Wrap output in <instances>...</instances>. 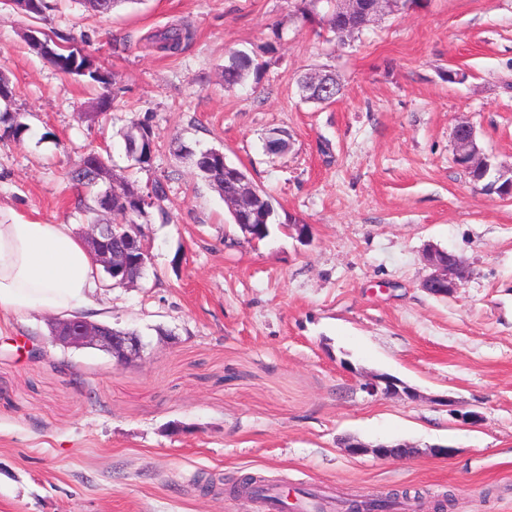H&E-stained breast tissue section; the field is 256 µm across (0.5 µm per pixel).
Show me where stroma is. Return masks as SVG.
I'll return each instance as SVG.
<instances>
[{
    "instance_id": "1",
    "label": "stroma",
    "mask_w": 512,
    "mask_h": 512,
    "mask_svg": "<svg viewBox=\"0 0 512 512\" xmlns=\"http://www.w3.org/2000/svg\"><path fill=\"white\" fill-rule=\"evenodd\" d=\"M49 2L40 28L75 37L125 91L80 119L98 90L31 53L0 4L15 91L0 111L28 126L0 139V214L81 231L66 172L97 151L118 178L162 181L168 215L146 219L144 277L94 296L103 323L138 332L141 360L55 345L47 313L0 315V512H265L225 489L249 474L322 493L327 512L391 489L393 512H433L446 491L452 512H512V196L475 188L453 144L469 122L512 168V0H421L344 38L302 0ZM182 23L192 42L158 49ZM237 50L262 73L227 86ZM317 70L342 86L332 103L300 98ZM133 121L155 142L143 169L119 135ZM206 149L271 196L268 238L241 242L185 157ZM431 246L468 270L453 297L422 288ZM369 374L413 394L369 395ZM348 437L418 453L351 456Z\"/></svg>"
}]
</instances>
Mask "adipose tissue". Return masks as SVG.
Returning a JSON list of instances; mask_svg holds the SVG:
<instances>
[{
	"label": "adipose tissue",
	"instance_id": "adipose-tissue-1",
	"mask_svg": "<svg viewBox=\"0 0 512 512\" xmlns=\"http://www.w3.org/2000/svg\"><path fill=\"white\" fill-rule=\"evenodd\" d=\"M97 265L66 224L0 220V313L87 312Z\"/></svg>",
	"mask_w": 512,
	"mask_h": 512
}]
</instances>
